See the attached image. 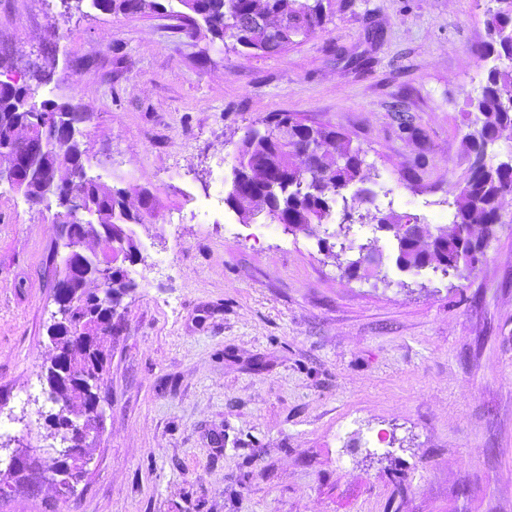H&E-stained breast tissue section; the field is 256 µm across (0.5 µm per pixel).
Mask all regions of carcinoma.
I'll return each instance as SVG.
<instances>
[{
    "mask_svg": "<svg viewBox=\"0 0 512 512\" xmlns=\"http://www.w3.org/2000/svg\"><path fill=\"white\" fill-rule=\"evenodd\" d=\"M180 11L175 13L181 25L204 23L213 37L230 40L247 50L276 55L305 41L332 16L333 0H177ZM94 8L113 14H139L162 7L158 0H91ZM481 57L492 59L479 96L466 100L465 120L468 132L464 136L468 168L466 177L452 188L454 207L452 228L438 229L425 235L416 230L417 218L393 211L376 217L377 227L392 233L397 242L396 265L412 270L432 265L445 276L475 269L470 262L475 253H484L487 240L502 221V199L512 191V156L491 162L487 148L500 133L512 128V0H494L488 22V37L479 50ZM31 94V85L0 80V148L12 141L14 129L25 127L21 117L27 111L19 91ZM291 125V138L282 144L273 137V128L283 121ZM265 130H253L242 141L235 157V175L257 193L253 203L278 224L290 225L288 231H307L315 225L328 223L332 204L341 197L345 217L355 216L366 198L358 193L344 195L353 183L365 180L364 150L352 139L329 126L305 123L296 114H284L264 123ZM330 142L334 151L316 158L315 166H299L296 158L317 141ZM264 160L259 168L258 160ZM86 150L79 138L66 147L44 157L50 170L65 168L77 176L76 186L85 191L96 211L101 236L99 251L88 255L86 266L96 278L101 296L102 324L113 322L124 296L133 288L125 263L139 258L138 246L128 225L137 223L127 206L123 192L86 177ZM269 169L288 175V182L271 184L266 176ZM350 225L340 224L330 237L336 239L341 258L353 250L347 244ZM376 250L375 242L358 246V258L346 261L345 271L358 273L365 257ZM52 321L48 336L54 355L48 369L49 400L59 411L49 415L54 420V433H61L66 418L78 415L85 426L95 420L93 402L100 399L99 391L108 362L102 344L85 352L71 349L72 338L90 336L82 322L84 309L59 285H54ZM69 373L82 372L94 379L86 393H77L55 382L56 369Z\"/></svg>",
    "mask_w": 512,
    "mask_h": 512,
    "instance_id": "obj_1",
    "label": "carcinoma"
}]
</instances>
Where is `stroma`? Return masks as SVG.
<instances>
[{"instance_id": "obj_1", "label": "stroma", "mask_w": 512, "mask_h": 512, "mask_svg": "<svg viewBox=\"0 0 512 512\" xmlns=\"http://www.w3.org/2000/svg\"><path fill=\"white\" fill-rule=\"evenodd\" d=\"M488 6L337 0L322 30L262 56L179 30L177 0L134 15L0 0V53L36 61L38 99L87 114L88 175L154 213L132 227L105 421L60 512H512V195L462 278L399 269L368 220L349 238L380 259L351 276L323 228L223 201L192 215L247 133L291 112L364 149L366 210L450 228ZM57 210L0 184L2 471L16 443L60 444L44 376Z\"/></svg>"}]
</instances>
